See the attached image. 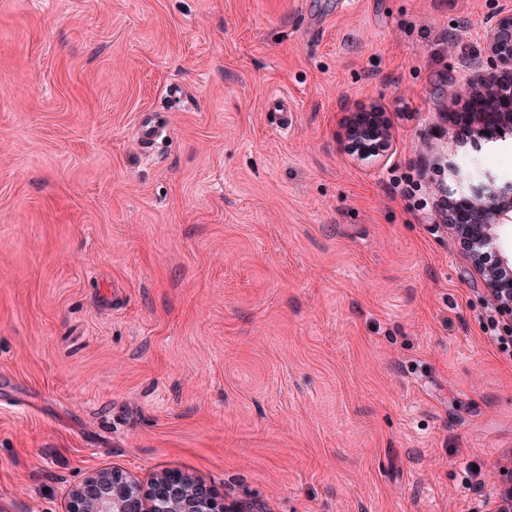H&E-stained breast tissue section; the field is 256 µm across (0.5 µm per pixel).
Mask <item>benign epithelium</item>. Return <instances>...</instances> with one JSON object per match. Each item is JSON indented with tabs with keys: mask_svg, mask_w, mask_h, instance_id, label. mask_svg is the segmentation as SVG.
Instances as JSON below:
<instances>
[{
	"mask_svg": "<svg viewBox=\"0 0 512 512\" xmlns=\"http://www.w3.org/2000/svg\"><path fill=\"white\" fill-rule=\"evenodd\" d=\"M512 63V14H503L485 27V58L468 65L469 94L483 100L485 111L476 114L474 140L486 138L487 112L501 108L503 98L512 100V71L497 74L499 66ZM371 122L350 126L354 135L376 136L390 141L386 113H370ZM440 176L437 189L448 198L440 222L459 237L473 268L482 278L486 299L495 310L512 319V244L502 232L512 228V185L500 184L487 175L475 181L454 161L434 163ZM497 262H487L488 251ZM500 482L508 490L488 512H512V467L500 469ZM66 512H225L224 502L212 490L187 474L157 475L143 490L139 482L117 470L88 475L69 492Z\"/></svg>",
	"mask_w": 512,
	"mask_h": 512,
	"instance_id": "benign-epithelium-1",
	"label": "benign epithelium"
}]
</instances>
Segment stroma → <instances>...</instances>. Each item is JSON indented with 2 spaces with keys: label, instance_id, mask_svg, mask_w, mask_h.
<instances>
[{
  "label": "stroma",
  "instance_id": "35a3bbf8",
  "mask_svg": "<svg viewBox=\"0 0 512 512\" xmlns=\"http://www.w3.org/2000/svg\"><path fill=\"white\" fill-rule=\"evenodd\" d=\"M512 0H0V512L115 469L231 512H478L512 358L438 224ZM389 150L347 149L350 116ZM164 112L151 154L141 113ZM371 112V122L361 126H353L350 124V132L354 135L350 138L349 148L352 154L366 155V156H378L381 150L384 149L381 139L383 141H390V125L385 112H372L363 111L361 113ZM360 136H376L378 138L363 137Z\"/></svg>",
  "mask_w": 512,
  "mask_h": 512
}]
</instances>
